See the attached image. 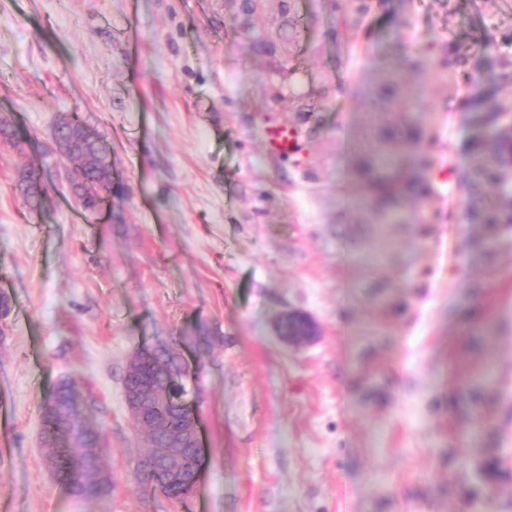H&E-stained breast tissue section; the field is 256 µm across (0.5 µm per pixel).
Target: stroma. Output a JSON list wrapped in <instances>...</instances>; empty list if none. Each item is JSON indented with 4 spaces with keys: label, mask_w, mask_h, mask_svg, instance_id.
Masks as SVG:
<instances>
[{
    "label": "stroma",
    "mask_w": 512,
    "mask_h": 512,
    "mask_svg": "<svg viewBox=\"0 0 512 512\" xmlns=\"http://www.w3.org/2000/svg\"><path fill=\"white\" fill-rule=\"evenodd\" d=\"M242 3L0 0V115L30 135L0 147V512H512V224L463 217L468 101L512 97V44L479 42L512 31V0ZM448 45L470 59L454 80L406 63ZM74 113L112 146L111 213L80 208L56 151ZM273 122L303 155L266 153ZM381 147L434 184L394 224L361 202ZM290 311L316 336L281 340ZM144 346L200 372L208 454L181 499L137 471L123 381ZM73 374L112 449L102 500L45 463L44 396ZM26 185L20 186L21 194L24 196L28 204L35 207L41 203L43 198V187L37 169H29L24 179Z\"/></svg>",
    "instance_id": "1"
}]
</instances>
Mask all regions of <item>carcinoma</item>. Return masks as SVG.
I'll return each instance as SVG.
<instances>
[{"mask_svg":"<svg viewBox=\"0 0 512 512\" xmlns=\"http://www.w3.org/2000/svg\"><path fill=\"white\" fill-rule=\"evenodd\" d=\"M410 63L422 70L433 65L452 76L466 65L467 56L450 47L438 56L418 54ZM472 107L476 111L480 131L496 138L497 153L491 158L475 159L465 175L472 190L465 207L466 217L472 224H512V194H502L494 202H486L481 197L485 183L500 184L512 176V136H508L500 124L501 113H512V98H503L486 110L482 109L480 101L474 100ZM54 137L65 142L75 141L67 161L75 173L72 190L79 197L82 209L96 213L112 205V155L106 139L77 114L63 119L56 126ZM20 143L19 130L1 116L0 144L18 148ZM396 159V152L388 149L374 158L371 164L373 176L367 186L366 202L376 209L383 221L396 216L397 199L409 188V184L403 182L402 176L396 172ZM25 182L26 185L20 187L21 194L34 207L43 198L38 170H28ZM154 358L157 367L150 375L153 385L151 403L148 405L146 427L141 429L145 444L152 449L154 472L145 479V484L166 496L182 497L189 490L176 491L174 483L167 480L171 465L165 448L172 440L173 432L183 433L186 448L179 456V469L188 476L196 471L198 459L189 448L192 440L190 409L184 401L186 385L181 379H173L165 368L167 364L179 367L177 352L164 347L154 354ZM90 411L88 399L82 396L77 380L71 377L60 380L53 395L47 397L42 406V438L48 465L70 494L83 500L106 498L114 488L109 472L101 464L88 473L84 481L77 484L73 479L78 461L89 457L101 460L108 453L101 427L91 420Z\"/></svg>","mask_w":512,"mask_h":512,"instance_id":"1","label":"carcinoma"}]
</instances>
